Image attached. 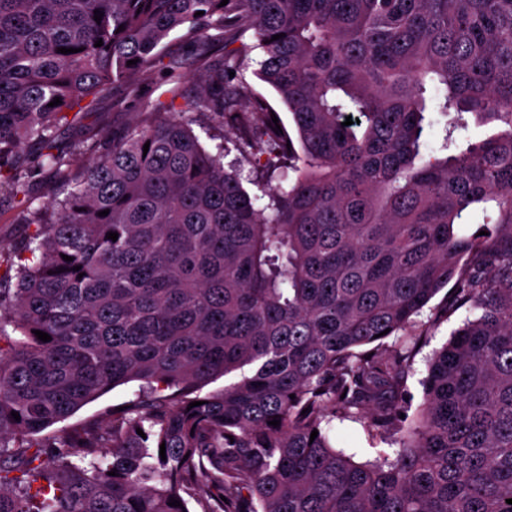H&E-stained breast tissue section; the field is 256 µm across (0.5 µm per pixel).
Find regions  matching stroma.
<instances>
[{"label":"stroma","instance_id":"1","mask_svg":"<svg viewBox=\"0 0 512 512\" xmlns=\"http://www.w3.org/2000/svg\"><path fill=\"white\" fill-rule=\"evenodd\" d=\"M161 94L156 83H147L138 97L127 96L121 89L99 99L92 111L84 113L80 120L63 128L58 145L64 152L75 153L76 158L66 176L49 171L37 173L29 180L27 196L14 194L9 186L0 187V253L11 254L25 242L32 230L27 222L31 211H46L50 203L63 197L73 182L82 178L87 163L92 159V149L109 132L123 131L139 113L151 108ZM447 299L446 291H439L423 308L417 320L429 324L430 329L424 342L414 352L413 372L407 378L406 400L411 407H418L423 400L422 381L427 374L428 361L435 350L440 349L461 325L465 311H458L450 317L438 318V311ZM137 383L118 386L93 402L81 408L72 417L58 423V430H69L95 424L105 426V412L112 406L131 398L137 390ZM337 450L352 456L358 463L375 460L380 447L373 444L362 421L355 418L335 420L332 423Z\"/></svg>","mask_w":512,"mask_h":512}]
</instances>
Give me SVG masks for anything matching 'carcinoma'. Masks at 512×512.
<instances>
[{
    "instance_id": "1",
    "label": "carcinoma",
    "mask_w": 512,
    "mask_h": 512,
    "mask_svg": "<svg viewBox=\"0 0 512 512\" xmlns=\"http://www.w3.org/2000/svg\"><path fill=\"white\" fill-rule=\"evenodd\" d=\"M221 2L0 0V184L15 193L68 166L54 140L69 113L157 73L169 85L32 217L40 258L18 256L0 287V512H512V0ZM210 30L234 49L201 63L204 96L184 109L165 41ZM252 37L299 151L230 77ZM203 112L222 119L215 154L192 129ZM465 113L499 132L457 150ZM228 143L267 155L256 194L224 168ZM449 285L448 311L473 316L410 415L408 348L382 340L418 342L414 317ZM130 382L105 429L45 434ZM354 412L391 445L372 463L333 445L329 424Z\"/></svg>"
}]
</instances>
